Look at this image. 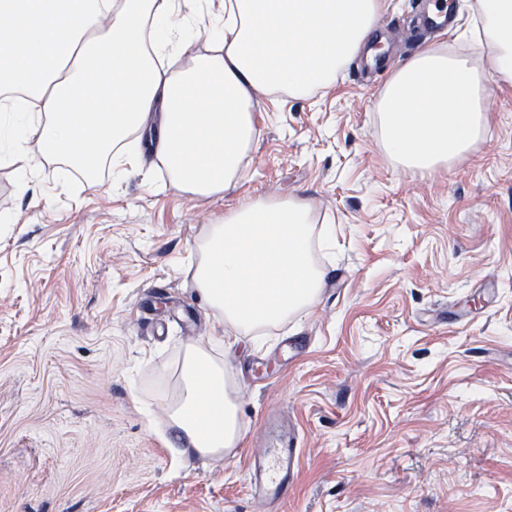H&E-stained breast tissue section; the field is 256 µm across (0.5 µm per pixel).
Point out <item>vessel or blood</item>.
I'll list each match as a JSON object with an SVG mask.
<instances>
[{
  "label": "vessel or blood",
  "mask_w": 512,
  "mask_h": 512,
  "mask_svg": "<svg viewBox=\"0 0 512 512\" xmlns=\"http://www.w3.org/2000/svg\"><path fill=\"white\" fill-rule=\"evenodd\" d=\"M300 450L293 432L279 433L253 459L248 471L249 486L255 500L269 504L287 500L292 489Z\"/></svg>",
  "instance_id": "obj_1"
}]
</instances>
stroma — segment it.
I'll return each instance as SVG.
<instances>
[{
    "label": "stroma",
    "mask_w": 512,
    "mask_h": 512,
    "mask_svg": "<svg viewBox=\"0 0 512 512\" xmlns=\"http://www.w3.org/2000/svg\"><path fill=\"white\" fill-rule=\"evenodd\" d=\"M433 0H386L376 64L330 90L264 101L240 180L201 198L149 163L91 191L27 144L36 172L0 165V512H269L247 473L266 418L298 435L276 512H512V84L488 82L484 140L450 167H397L375 104L416 53ZM297 197L335 228L316 251L319 301L252 344L200 300L196 241L257 198ZM311 339L299 358L269 354ZM227 364L242 441L179 454L170 408L185 348Z\"/></svg>",
    "instance_id": "35a3bbf8"
}]
</instances>
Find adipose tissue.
Instances as JSON below:
<instances>
[{"label": "adipose tissue", "instance_id": "adipose-tissue-1", "mask_svg": "<svg viewBox=\"0 0 512 512\" xmlns=\"http://www.w3.org/2000/svg\"><path fill=\"white\" fill-rule=\"evenodd\" d=\"M478 44L512 83V0H477ZM382 0H0V87L36 109L0 100V163L30 137L46 155L98 188L96 165L120 177L137 164L127 145L146 135L170 186L202 197L236 181L257 139L263 96L307 99L332 87L364 50ZM205 51H195L199 41ZM189 66H181L183 56ZM485 74L473 56L421 51L392 72L376 102L395 163L432 171L464 157L486 132ZM316 230L300 199L256 198L211 225L195 250L198 293L241 335L313 306L323 271L311 257ZM182 395L171 420L191 449L224 455L241 442L238 406L223 362L187 346Z\"/></svg>", "mask_w": 512, "mask_h": 512}]
</instances>
